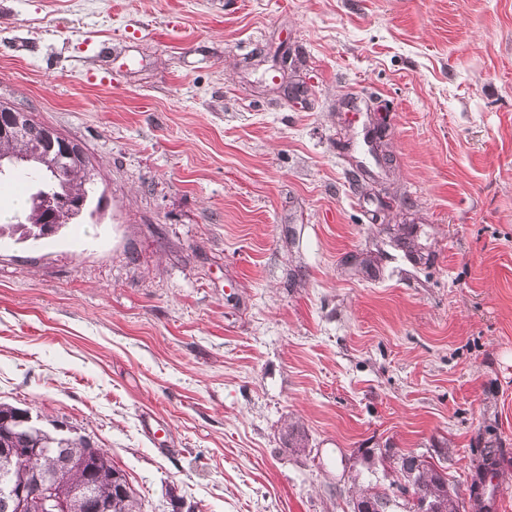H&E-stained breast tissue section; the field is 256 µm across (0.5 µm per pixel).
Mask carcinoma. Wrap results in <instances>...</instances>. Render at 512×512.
Wrapping results in <instances>:
<instances>
[{
    "label": "carcinoma",
    "mask_w": 512,
    "mask_h": 512,
    "mask_svg": "<svg viewBox=\"0 0 512 512\" xmlns=\"http://www.w3.org/2000/svg\"><path fill=\"white\" fill-rule=\"evenodd\" d=\"M40 148L38 134L30 133L19 139L1 140V154H26ZM54 156L44 158L38 167L40 175L29 173L14 176L23 180L22 199L26 206L17 210L12 219L31 231L40 223L41 216L34 207V196L40 191L55 192L62 189L92 202L97 187L90 182L84 169H64L55 175L50 167ZM19 407L0 402V448L16 450L14 468L0 471V478L23 481L31 487L33 496L23 508L8 507L0 503V512H45L39 497V484L43 477L59 471L66 479L57 485L56 497L64 498L68 483L88 481L92 484L95 501L112 502V512H145L144 504L129 485L127 474L116 467L112 456L103 448L91 445L84 436H73L51 427L41 426L43 445L51 452L29 456L25 450L36 445L34 432L12 423ZM428 500L436 512H459L458 496L448 488V481L434 463L422 455H409L408 464L393 463L388 484L371 482L358 489L351 504L365 505L373 512H417L415 501Z\"/></svg>",
    "instance_id": "obj_1"
}]
</instances>
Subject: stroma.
<instances>
[{"instance_id":"obj_1","label":"stroma","mask_w":512,"mask_h":512,"mask_svg":"<svg viewBox=\"0 0 512 512\" xmlns=\"http://www.w3.org/2000/svg\"><path fill=\"white\" fill-rule=\"evenodd\" d=\"M0 101L105 191L0 234V401L146 512H351L368 448L512 512V0H0Z\"/></svg>"}]
</instances>
